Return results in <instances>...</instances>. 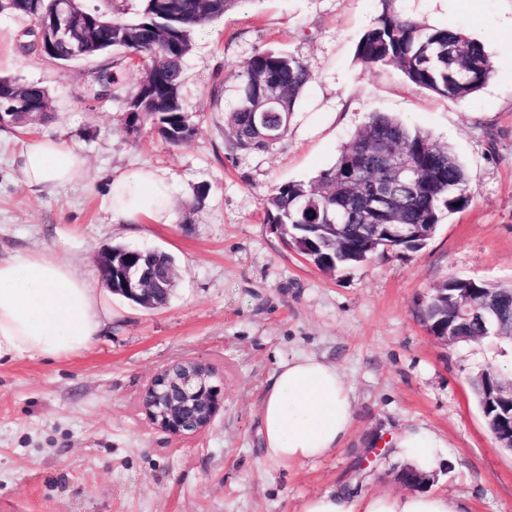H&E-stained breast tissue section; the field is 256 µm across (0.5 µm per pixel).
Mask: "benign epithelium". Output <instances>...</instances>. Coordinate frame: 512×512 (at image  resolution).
Wrapping results in <instances>:
<instances>
[{
	"mask_svg": "<svg viewBox=\"0 0 512 512\" xmlns=\"http://www.w3.org/2000/svg\"><path fill=\"white\" fill-rule=\"evenodd\" d=\"M34 33L39 47L47 56L53 54L54 46L74 36L79 38L82 48L72 55L74 59H85L91 48L98 44L97 30L87 19L78 0H55L51 22L38 17L34 20ZM41 110L40 104L12 90L11 107L0 106V127L29 124L35 121ZM389 178L393 183H409L414 180L415 167L396 156L381 154ZM426 234L421 224H373L370 226L369 242L382 244L392 250L396 244ZM173 280V270L129 269L124 274L125 292L144 307H153L159 291L158 284ZM478 320L489 327L492 334L504 335L502 322L493 304L485 299L472 297L467 290L459 292L453 300L451 319L431 337L445 346H454L465 340L459 333L461 323ZM212 373L202 363L172 364L157 374L147 386L142 400L143 409L152 424L173 435L194 434L205 429L213 420L224 401L223 388L211 381ZM484 403L500 406L502 413L489 419L497 424L492 434L498 446L512 452V381H500L492 391L484 393ZM395 480L412 490L423 489L434 481V475L408 470L397 471Z\"/></svg>",
	"mask_w": 512,
	"mask_h": 512,
	"instance_id": "7a95c632",
	"label": "benign epithelium"
}]
</instances>
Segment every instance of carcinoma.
I'll list each match as a JSON object with an SVG mask.
<instances>
[{"instance_id": "carcinoma-1", "label": "carcinoma", "mask_w": 512, "mask_h": 512, "mask_svg": "<svg viewBox=\"0 0 512 512\" xmlns=\"http://www.w3.org/2000/svg\"><path fill=\"white\" fill-rule=\"evenodd\" d=\"M241 0H145L133 20L94 9L106 22L100 32L118 53L137 55L146 67L144 83L126 100V129L147 126L165 142L178 146L191 140L194 128L180 103L182 64L192 49L194 31L233 8ZM381 13L356 46V60L372 70L394 67L406 80L439 96L463 101L479 91L494 73L490 54L477 38L436 28L400 6V0H380ZM107 61L93 78L94 95L110 88L112 66ZM312 80L297 57L273 49L258 50L243 62L238 103L227 118L231 142L241 151H268L288 130L298 97ZM277 100L276 109L260 123L257 105ZM376 135L387 137V149L400 150L416 166L417 180L395 191L389 206L376 215L364 205V194L383 182L386 170L378 155L362 145ZM471 201L466 169L456 154L438 146L426 132L409 129L385 113L369 116L362 131L346 145L335 163L314 180L290 181L272 188L264 202L265 222L282 224L285 243L310 258L320 269L369 260L373 250L351 252L320 225L345 224L347 238L366 231L365 225L437 224L442 214H454ZM129 267L141 266V250L115 246ZM464 283L496 304L504 325L512 323V289L480 280Z\"/></svg>"}]
</instances>
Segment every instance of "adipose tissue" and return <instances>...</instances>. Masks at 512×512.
Returning a JSON list of instances; mask_svg holds the SVG:
<instances>
[{
  "mask_svg": "<svg viewBox=\"0 0 512 512\" xmlns=\"http://www.w3.org/2000/svg\"><path fill=\"white\" fill-rule=\"evenodd\" d=\"M20 181L54 190L84 179L83 157L62 139L33 138L20 156ZM106 205L119 224L176 221L172 182L166 171L144 168L112 173ZM106 315L93 288L72 266L41 253L0 259V360L65 358L86 349ZM353 392L338 366L300 355L282 362L262 405L267 459L314 462L342 448L353 426ZM393 454L421 472H432L446 454L434 432L410 427L394 435ZM301 512H464L445 492L373 493L350 499L345 492L306 499Z\"/></svg>",
  "mask_w": 512,
  "mask_h": 512,
  "instance_id": "adipose-tissue-1",
  "label": "adipose tissue"
}]
</instances>
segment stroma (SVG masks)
<instances>
[{
  "label": "stroma",
  "instance_id": "stroma-1",
  "mask_svg": "<svg viewBox=\"0 0 512 512\" xmlns=\"http://www.w3.org/2000/svg\"><path fill=\"white\" fill-rule=\"evenodd\" d=\"M407 7L485 44L495 72L483 89L454 101L395 69L363 68L355 45L379 0H241L194 34L180 100L195 132L180 146L126 131L141 65L113 67L111 100H96L97 61L62 64L24 49L20 35L32 21L0 10V76L43 87L52 112L0 129V258L65 260L112 310L79 354L0 363V512H299L307 498L343 487L399 493L401 460L367 450L412 425L448 445L432 490L467 512H512V453L498 447L470 387L489 365L512 375V344L446 347L422 319L449 278L512 286V0ZM263 49L301 58L313 79L276 146L234 151L225 117L243 62ZM374 112L450 147L467 170L471 202L444 216L419 250L325 272L265 223L264 201L275 185L332 165ZM41 135L74 146L87 177L53 191L21 183L20 154ZM144 166L169 172L176 223L117 224L105 210L106 173ZM115 245L174 257L165 306L133 304L101 281L98 261ZM303 354L345 373L353 427L336 454L281 464L264 455L260 405L279 364ZM177 362L208 364L224 388L211 424L191 436L159 430L141 407L147 384Z\"/></svg>",
  "mask_w": 512,
  "mask_h": 512
}]
</instances>
